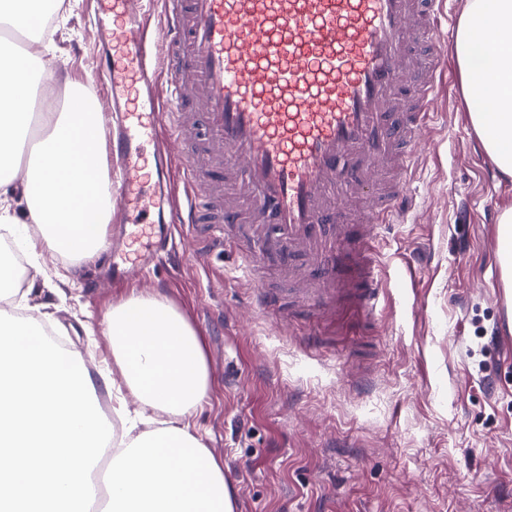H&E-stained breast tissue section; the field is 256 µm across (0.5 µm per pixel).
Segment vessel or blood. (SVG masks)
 I'll return each instance as SVG.
<instances>
[{"instance_id":"obj_1","label":"vessel or blood","mask_w":512,"mask_h":512,"mask_svg":"<svg viewBox=\"0 0 512 512\" xmlns=\"http://www.w3.org/2000/svg\"><path fill=\"white\" fill-rule=\"evenodd\" d=\"M141 2L96 0V21L112 46V157L128 169L119 202L156 212L152 249L174 225L227 224L211 243L247 255L250 281L275 268L323 322L349 304L375 316L379 229L411 207L412 159L436 119L447 0H161L159 71ZM165 137L186 154L157 150L154 193H138L143 145ZM177 170L187 206L173 212Z\"/></svg>"}]
</instances>
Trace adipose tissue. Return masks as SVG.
<instances>
[{"mask_svg":"<svg viewBox=\"0 0 512 512\" xmlns=\"http://www.w3.org/2000/svg\"><path fill=\"white\" fill-rule=\"evenodd\" d=\"M512 23V0H466L457 31V62L466 99H491L470 115L497 168L512 177V37L486 45L471 62L489 21ZM35 54H0V223H13L8 198L21 195L26 217L46 248L79 262L107 244L109 199L101 155L103 128L92 101L68 95L64 111L34 113ZM42 133L30 138L33 124ZM33 317L0 310V512H88L98 495L93 473L112 461L102 512H233L224 465L190 426L210 394L202 342L189 321L156 294L131 293L107 314L104 333L123 383L104 418L83 364L63 359L37 335ZM142 406L127 417L125 400Z\"/></svg>","mask_w":512,"mask_h":512,"instance_id":"ef3b65f1","label":"adipose tissue"}]
</instances>
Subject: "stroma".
I'll return each mask as SVG.
<instances>
[{
  "label": "stroma",
  "mask_w": 512,
  "mask_h": 512,
  "mask_svg": "<svg viewBox=\"0 0 512 512\" xmlns=\"http://www.w3.org/2000/svg\"><path fill=\"white\" fill-rule=\"evenodd\" d=\"M92 0H65L42 41L57 74L35 99L62 107L79 83L112 123ZM434 102L409 191L415 210L382 231L386 296L373 322L326 326L312 304L261 311L233 249L177 225L170 254L110 280L112 254L77 263L38 247L27 268L35 318L89 374L111 366L101 330L131 291L163 296L198 333L210 397L194 423L224 463L237 512H512V342L499 331L493 274L512 179L472 128L481 109L456 78Z\"/></svg>",
  "instance_id": "1"
}]
</instances>
